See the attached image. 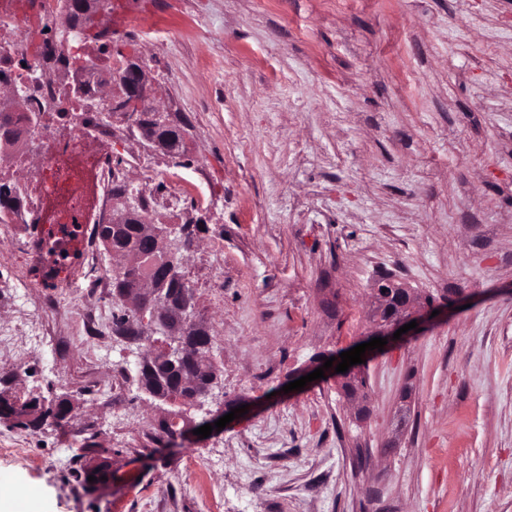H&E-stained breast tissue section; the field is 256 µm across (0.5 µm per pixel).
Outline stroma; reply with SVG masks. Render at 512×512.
Listing matches in <instances>:
<instances>
[{
  "mask_svg": "<svg viewBox=\"0 0 512 512\" xmlns=\"http://www.w3.org/2000/svg\"><path fill=\"white\" fill-rule=\"evenodd\" d=\"M112 31L185 124L172 163L113 119L112 156L149 223L196 227L182 271L218 377L188 415L248 412L159 440L172 405L111 335L101 250L43 339L0 350L1 392L75 405L1 420L0 476L49 512H512V0H112ZM25 236L0 224L13 326L46 295L16 286ZM385 274L439 313L374 354L368 418L330 376L284 392L366 332ZM71 407L66 399H47L38 396L28 398L24 406L18 408L15 402L0 398V419L11 420L14 425L35 430L49 418L54 423L65 421L70 415Z\"/></svg>",
  "mask_w": 512,
  "mask_h": 512,
  "instance_id": "35a3bbf8",
  "label": "stroma"
}]
</instances>
